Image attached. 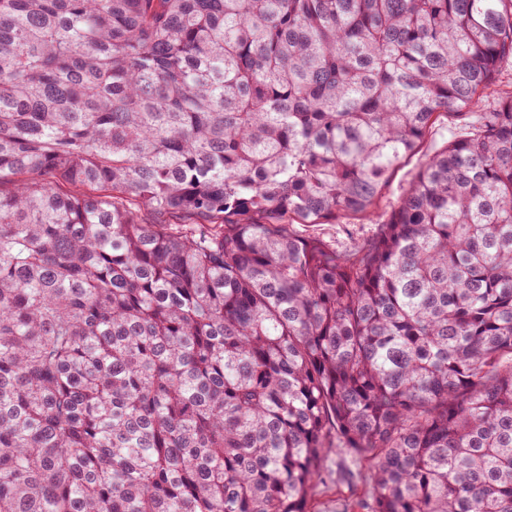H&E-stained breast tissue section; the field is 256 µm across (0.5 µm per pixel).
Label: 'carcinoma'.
<instances>
[{"label":"carcinoma","instance_id":"obj_1","mask_svg":"<svg viewBox=\"0 0 512 512\" xmlns=\"http://www.w3.org/2000/svg\"><path fill=\"white\" fill-rule=\"evenodd\" d=\"M511 70L512 0H0V512H512V95L288 228ZM512 93V71L501 74L496 82L485 91L478 105L469 111L443 114L432 130L420 142L418 150L394 173L389 185L379 198L370 216L356 215L331 220L325 224H289L290 230L306 238L323 240L338 250H349L369 243L388 218L400 195L414 180L420 167L434 154L441 151L452 135L467 132L475 124L478 112L497 99ZM135 208L138 210L140 220L148 224H164L163 227L167 230H182L189 229L193 226L194 219L186 214L181 215H164L159 214L151 209ZM333 474L317 483L310 501V512H366L361 503L371 486L372 463L362 460L345 472L336 465V456L330 463Z\"/></svg>","mask_w":512,"mask_h":512}]
</instances>
